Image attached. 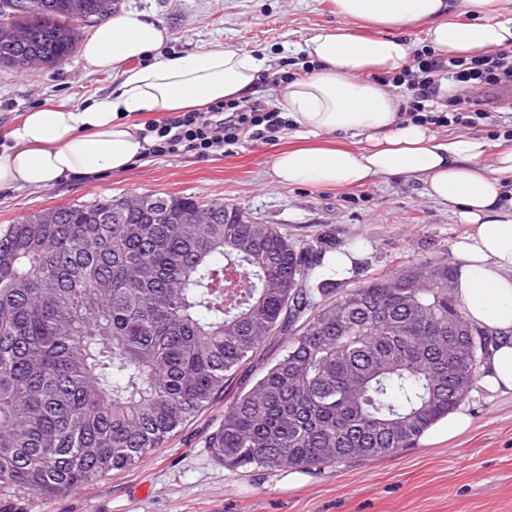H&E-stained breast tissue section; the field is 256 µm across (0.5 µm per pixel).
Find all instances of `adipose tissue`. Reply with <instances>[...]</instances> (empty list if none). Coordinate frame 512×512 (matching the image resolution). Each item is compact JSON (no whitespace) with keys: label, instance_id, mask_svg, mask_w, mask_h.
I'll list each match as a JSON object with an SVG mask.
<instances>
[{"label":"adipose tissue","instance_id":"adipose-tissue-1","mask_svg":"<svg viewBox=\"0 0 512 512\" xmlns=\"http://www.w3.org/2000/svg\"><path fill=\"white\" fill-rule=\"evenodd\" d=\"M338 22L314 31L301 51L311 70L280 91L281 103L310 143L279 152L280 185L361 187L385 176H411L436 202L456 210L470 231L455 248V294L467 319L495 346L487 387L512 392V147L492 148L472 133L439 138L401 116L399 96L369 73H394L412 52L408 32L424 29L440 55L512 50V0H331ZM362 23L376 35L350 29ZM169 33L136 11L111 15L84 42L88 68L117 76L101 100L78 107L46 105L26 112L0 145V186L48 188L64 177L120 173L142 159L153 140L142 114L167 115L258 94L267 58L212 44L161 56ZM341 132L356 148L325 147ZM492 165H484L485 157Z\"/></svg>","mask_w":512,"mask_h":512}]
</instances>
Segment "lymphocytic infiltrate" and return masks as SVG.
<instances>
[{
    "instance_id": "f902f5d3",
    "label": "lymphocytic infiltrate",
    "mask_w": 512,
    "mask_h": 512,
    "mask_svg": "<svg viewBox=\"0 0 512 512\" xmlns=\"http://www.w3.org/2000/svg\"><path fill=\"white\" fill-rule=\"evenodd\" d=\"M448 82L453 91L441 95V82ZM394 87L400 88L409 114L417 122L447 126H472L487 119L485 109L476 107L467 96L471 84L488 86L512 84V51L498 50L470 58H443L427 50L415 51L408 64L392 76ZM223 103L211 105L207 112H186L177 117L150 123L156 135L149 147L152 156H166L180 151L208 154L210 149L231 146L238 142L243 129H250L252 138L278 132L285 123L279 113L262 110L260 105L242 106L234 123L221 120Z\"/></svg>"
}]
</instances>
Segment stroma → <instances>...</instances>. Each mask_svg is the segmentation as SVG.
<instances>
[{"label":"stroma","instance_id":"stroma-1","mask_svg":"<svg viewBox=\"0 0 512 512\" xmlns=\"http://www.w3.org/2000/svg\"><path fill=\"white\" fill-rule=\"evenodd\" d=\"M117 8L160 21L170 33L166 55L220 43L271 57L255 100L275 111L280 89L303 75L300 45L337 22L329 0H117ZM116 82L91 71L78 52L27 72L0 66V144L24 112L48 103L76 107L105 96ZM469 95L490 108L472 133L494 143L512 140V99L492 103V91L480 86ZM298 141L292 126L269 143L245 134L223 152L149 156L93 180L70 178L47 189L1 186L0 226L96 199L177 194L224 201L323 260L363 242L345 279L350 288L408 265L453 261L469 227L429 198L415 178L385 177L346 189L274 184L273 157ZM284 342V334L271 336L231 376L230 391L250 388ZM227 404L216 399L163 447L88 486L53 497L0 492V512H512V393L491 391L483 381L460 405L470 429L452 442L422 438L389 455L310 470L236 469L218 462L208 441Z\"/></svg>","mask_w":512,"mask_h":512}]
</instances>
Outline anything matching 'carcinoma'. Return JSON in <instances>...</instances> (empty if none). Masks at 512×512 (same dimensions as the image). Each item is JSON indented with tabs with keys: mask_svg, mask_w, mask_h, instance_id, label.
<instances>
[{
	"mask_svg": "<svg viewBox=\"0 0 512 512\" xmlns=\"http://www.w3.org/2000/svg\"><path fill=\"white\" fill-rule=\"evenodd\" d=\"M0 13V65H56L102 0ZM8 26L33 36L4 43ZM0 229V490L54 496L123 471L216 398L278 331L208 441L229 467L311 469L408 448L473 389L493 340L439 261L306 288L312 256L222 202L147 195Z\"/></svg>",
	"mask_w": 512,
	"mask_h": 512,
	"instance_id": "cac0c4a2",
	"label": "carcinoma"
}]
</instances>
